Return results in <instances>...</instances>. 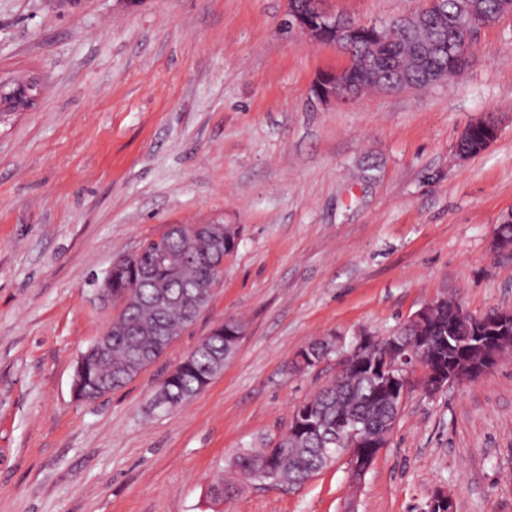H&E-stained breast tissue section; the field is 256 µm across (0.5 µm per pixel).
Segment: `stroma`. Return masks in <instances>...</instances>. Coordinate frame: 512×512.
Here are the masks:
<instances>
[{
    "instance_id": "1",
    "label": "stroma",
    "mask_w": 512,
    "mask_h": 512,
    "mask_svg": "<svg viewBox=\"0 0 512 512\" xmlns=\"http://www.w3.org/2000/svg\"><path fill=\"white\" fill-rule=\"evenodd\" d=\"M386 24L422 0H324ZM287 0H0V77L36 73L0 123V512H512V353L436 397L411 390L360 483L338 459L301 487L209 486L273 442L336 374L290 357L332 334L389 336L448 296L512 308V18L480 30L463 73L427 89L325 103L333 45L286 26ZM490 114L495 143L458 160ZM232 225L208 307L122 390L76 400V358L111 312L113 260L172 224ZM247 325L183 405L166 373L227 319Z\"/></svg>"
}]
</instances>
